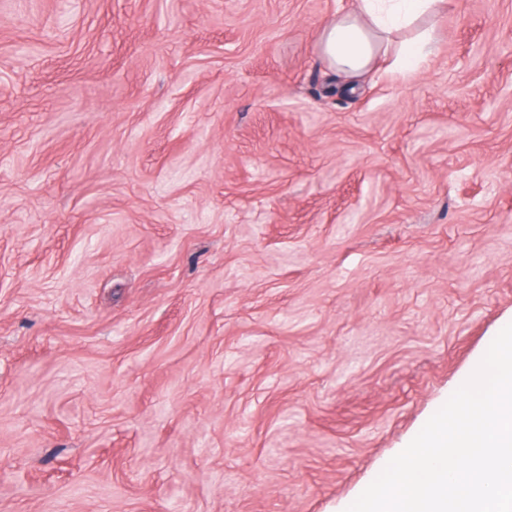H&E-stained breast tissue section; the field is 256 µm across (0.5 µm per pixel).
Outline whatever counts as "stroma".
I'll list each match as a JSON object with an SVG mask.
<instances>
[{
	"instance_id": "1",
	"label": "stroma",
	"mask_w": 512,
	"mask_h": 512,
	"mask_svg": "<svg viewBox=\"0 0 512 512\" xmlns=\"http://www.w3.org/2000/svg\"><path fill=\"white\" fill-rule=\"evenodd\" d=\"M352 7L0 0V512H346L512 323V0ZM442 0H357L354 11L337 15L318 38L320 56L352 87L385 58L394 36L436 11ZM431 41L430 31L421 30L415 37L402 42L394 60L396 69L402 74L415 71L428 55Z\"/></svg>"
}]
</instances>
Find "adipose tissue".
Here are the masks:
<instances>
[{"mask_svg":"<svg viewBox=\"0 0 512 512\" xmlns=\"http://www.w3.org/2000/svg\"><path fill=\"white\" fill-rule=\"evenodd\" d=\"M439 3L440 0H357L354 11L337 15L323 28L318 52L350 85L372 71L393 45L398 48L396 69L403 74L415 71L429 52L430 31H419L399 44L394 37L435 12Z\"/></svg>","mask_w":512,"mask_h":512,"instance_id":"ef3b65f1","label":"adipose tissue"}]
</instances>
